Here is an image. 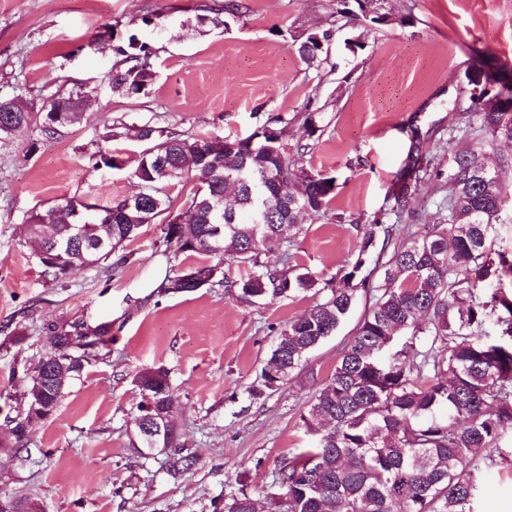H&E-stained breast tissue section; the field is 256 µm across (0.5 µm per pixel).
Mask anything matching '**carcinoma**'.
<instances>
[{
	"instance_id": "obj_1",
	"label": "carcinoma",
	"mask_w": 512,
	"mask_h": 512,
	"mask_svg": "<svg viewBox=\"0 0 512 512\" xmlns=\"http://www.w3.org/2000/svg\"><path fill=\"white\" fill-rule=\"evenodd\" d=\"M320 37L298 47L312 65L322 53ZM122 56L108 72L112 89L125 95L142 93L153 79L152 51L136 34L119 48ZM470 105L461 122L486 133L489 145L512 156V69L480 60L468 74ZM73 95L57 91L50 105L69 112L63 124H45L44 113L30 111L18 94L0 99V140L17 127H30L54 138L80 123L82 112H71ZM274 126L242 139H226L228 149L207 165L193 152L199 136L163 131L149 124L128 125L121 119L103 122L101 144L90 154L92 168H115L119 158L104 144L131 138L145 145L133 171L132 191L100 208L113 222L98 224L76 216L91 206L68 199L28 217L33 224L32 247L47 250L41 260L55 282L83 265L82 257L125 263L124 243L145 224H160L157 249L167 263L196 254L218 258L214 264L190 265L169 271L157 285L161 295L195 293L224 286L247 304L268 296L290 297L318 286L308 272L292 264L290 231L300 215L318 219L327 213L335 178L312 175L292 167L288 159V120L277 116ZM489 167L481 153L458 145L448 160V224H432L406 232L409 243L379 252L375 266L383 284L374 289V303L358 322L353 336L336 359L331 381L317 389L300 414L311 447L284 460L277 471L282 493L259 497L240 490L224 501V512H475L487 489L478 478L512 431V293L500 287L512 274V254L494 249L493 226L503 201L498 180L486 183ZM198 171L201 184L185 208L174 211L164 190L168 183ZM434 172L424 140L416 138L398 180L390 189L394 211L411 212L418 183ZM135 199L129 206L126 200ZM223 234L215 238L214 227ZM396 224L374 222L364 227L358 260L340 281L330 279L322 301L302 318L277 330V339L262 370L264 387L273 389L294 372L314 349L349 316L366 279L353 283L372 255L377 234L388 241L400 234ZM281 252L272 264L267 254ZM249 270L234 278V267ZM84 323L74 320L47 326L45 351L25 371L29 387L40 372L38 393H26L7 424L10 439L0 441L14 456H32L23 429L39 405L46 419L56 410L64 388L53 351L68 349L66 379L81 372L89 351L81 339ZM142 400L151 397L160 411L149 434L137 433L143 448L168 451L167 471L183 475L196 459L184 453L175 413L166 407L168 371L139 370L134 376Z\"/></svg>"
}]
</instances>
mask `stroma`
Segmentation results:
<instances>
[{
  "label": "stroma",
  "mask_w": 512,
  "mask_h": 512,
  "mask_svg": "<svg viewBox=\"0 0 512 512\" xmlns=\"http://www.w3.org/2000/svg\"><path fill=\"white\" fill-rule=\"evenodd\" d=\"M238 2L239 16L223 25L213 12L224 0H0V98L24 94L34 112L58 90L92 100L85 119L55 139L24 129L0 143V396L21 400L20 373L41 355L47 324L112 325L56 411L31 429V459L0 448V501L25 499L41 512H224L239 490L276 493L282 461L309 442L300 414L371 303L359 295L304 367L267 389L261 373L275 330L309 313L321 300L315 291L259 306L220 286L155 296L168 269L156 224L127 242L120 268L77 269L55 285L27 243V218L67 197L107 206L129 192L139 144L113 141L122 167L89 162L106 119L236 139L271 117L289 118L295 168L336 179L326 215L292 231L294 263L320 281L352 269L365 225L394 222L389 191L414 133L427 136L441 171L453 135L498 168L504 207L494 243L512 249V159L459 122L476 59L512 65V0H386L391 20L381 25L338 19L336 0ZM133 31L152 49L155 74L146 93L128 96L107 73ZM313 34L326 40L320 65L310 67L298 47ZM300 112L313 113L314 127L297 120ZM446 195L443 179L422 180L415 223H443ZM159 366L179 409L180 442L198 458L178 478L165 454L144 458L130 446L141 401L132 379ZM481 478L490 492L479 512H512V458Z\"/></svg>",
  "instance_id": "35a3bbf8"
}]
</instances>
